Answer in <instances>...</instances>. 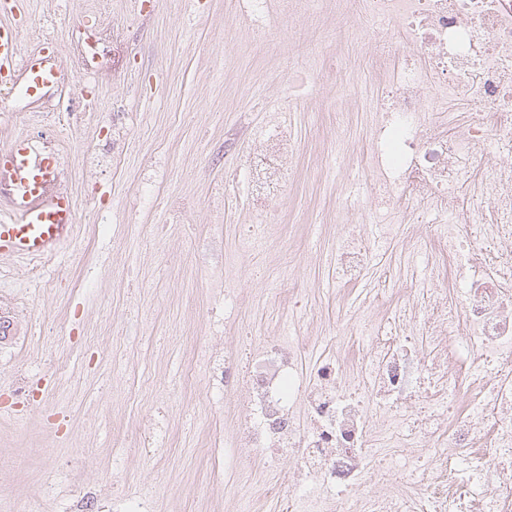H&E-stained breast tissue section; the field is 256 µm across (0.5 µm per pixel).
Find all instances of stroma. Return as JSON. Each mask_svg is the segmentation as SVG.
<instances>
[{"mask_svg":"<svg viewBox=\"0 0 512 512\" xmlns=\"http://www.w3.org/2000/svg\"><path fill=\"white\" fill-rule=\"evenodd\" d=\"M21 50L60 45L64 79L44 102L0 97V146L43 125L64 158L60 183L76 231L53 258L0 260V512H58L72 484L106 504L153 492L157 512H280L231 476L227 428L189 372L196 340L216 353L240 323L265 334L330 340L361 313L383 274L424 251L425 215L383 243L358 185L353 224L335 199L358 176L369 104L338 87L359 76L376 35L352 37L351 10L331 0L305 15L267 0H20ZM297 144L294 183L259 252L241 251L247 166L271 125ZM376 242L364 280L338 290L330 256L351 234ZM163 428V455L135 447Z\"/></svg>","mask_w":512,"mask_h":512,"instance_id":"35a3bbf8","label":"stroma"}]
</instances>
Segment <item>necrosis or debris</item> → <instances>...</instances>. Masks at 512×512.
<instances>
[{
    "instance_id": "necrosis-or-debris-1",
    "label": "necrosis or debris",
    "mask_w": 512,
    "mask_h": 512,
    "mask_svg": "<svg viewBox=\"0 0 512 512\" xmlns=\"http://www.w3.org/2000/svg\"><path fill=\"white\" fill-rule=\"evenodd\" d=\"M360 4L359 20L390 23L419 57L396 60L382 37L366 63L378 79L374 201L404 224L424 209L455 216L447 236L427 237L430 279L462 295L438 302L424 288L407 303L389 289L365 347L337 336V353L307 369L315 337L257 339L242 325L241 344L204 358L212 397L238 399L244 417L214 445L251 449L233 459L239 474L294 461L297 487L325 490L309 512H512V164L498 160L512 153V0ZM293 152L274 130L250 170L271 226L269 194L293 178ZM334 260L345 286L370 252L354 238ZM379 483L384 506L366 492Z\"/></svg>"
}]
</instances>
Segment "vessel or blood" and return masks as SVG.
I'll return each instance as SVG.
<instances>
[{
  "label": "vessel or blood",
  "mask_w": 512,
  "mask_h": 512,
  "mask_svg": "<svg viewBox=\"0 0 512 512\" xmlns=\"http://www.w3.org/2000/svg\"><path fill=\"white\" fill-rule=\"evenodd\" d=\"M19 0H0V83L17 75L28 79L27 93H38L52 84L58 71L59 44L49 39L40 52L22 55L20 29L10 18ZM31 134L17 137L0 150V199L9 206L0 215V258L38 260L55 256L75 231L71 195L57 184L63 166L55 152L32 154Z\"/></svg>",
  "instance_id": "obj_1"
}]
</instances>
